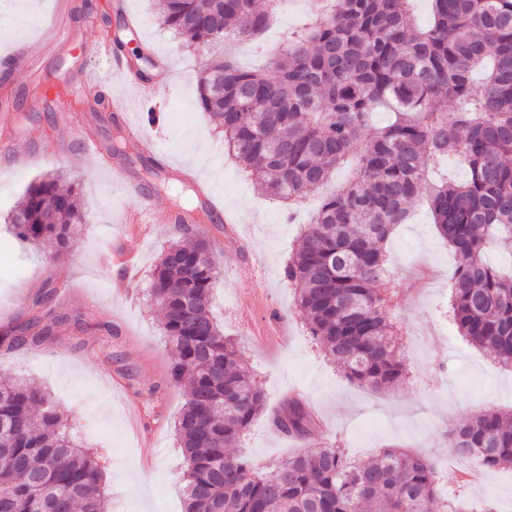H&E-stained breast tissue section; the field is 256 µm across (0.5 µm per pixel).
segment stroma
I'll return each mask as SVG.
<instances>
[{
	"label": "stroma",
	"instance_id": "obj_1",
	"mask_svg": "<svg viewBox=\"0 0 512 512\" xmlns=\"http://www.w3.org/2000/svg\"><path fill=\"white\" fill-rule=\"evenodd\" d=\"M38 2L32 12L27 0H0V137L18 123L29 130L14 145L24 162L0 155V243L8 245L0 257V328L22 316L41 287L54 280L59 289L52 314L91 317L112 324L117 333L103 336L71 325L41 347L0 350V377L32 380L50 392L72 439L99 456L108 512L184 510L183 454L174 423L186 390L163 385L170 352L160 312L146 291L160 252L180 234L164 221L174 197L163 189L152 193L158 220L149 229L122 223L132 200L77 141L86 125L111 141L109 110L91 101L66 112L30 110L32 91L46 77H72L71 63L50 47L59 26L72 27L89 46L84 66L104 86L112 84V66L95 50L103 38L120 37L129 54L154 60L151 80L160 86L170 157L210 175L225 207L239 217L233 237L221 224L199 227L223 268L212 290V310L245 367L262 380L270 406L300 392L318 415L320 437L346 448L352 459L393 448L423 453L437 462L444 494L512 512V468L486 471L476 486L455 479L448 427L486 410L512 411V372L463 340L449 319L448 284L456 263L426 204H413L409 222L397 227L386 247L389 315L401 329L407 377L397 389L370 391L323 357L284 276L301 227L322 198L343 189L349 168L338 169L320 193L288 209L253 183L225 150L222 129L200 111L194 76L212 52L184 48L160 25L156 0H123L134 24L130 31L116 30L110 0H74L72 13L63 0ZM302 3L284 0L259 42L234 43L228 53L246 68L271 65L289 30L306 17ZM54 172L74 182L83 213L72 247L55 261L47 250L9 233L5 223L29 185ZM133 404L152 430L153 459L145 458L131 427ZM298 446L260 418L238 450L269 473Z\"/></svg>",
	"mask_w": 512,
	"mask_h": 512
}]
</instances>
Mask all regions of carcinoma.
I'll use <instances>...</instances> for the list:
<instances>
[{
	"label": "carcinoma",
	"instance_id": "cac0c4a2",
	"mask_svg": "<svg viewBox=\"0 0 512 512\" xmlns=\"http://www.w3.org/2000/svg\"><path fill=\"white\" fill-rule=\"evenodd\" d=\"M317 16L290 32L272 70L244 69L216 54L197 77L198 104L224 129V144L267 194L290 203L317 192L349 158L353 178L322 200L284 268L295 303L325 357L372 390L405 378L387 305L385 247L424 198L456 269L450 313L458 333L512 370V270L485 260L494 244L512 255V0H431L416 24L411 0H315ZM280 0H161L159 18L188 48L220 47L262 33ZM395 120L364 135L374 108ZM115 151L146 173L163 170L122 141ZM449 157L464 182L431 177ZM63 176L27 190L7 219L18 235L58 258L76 237L80 203ZM221 274L210 240L187 233L165 248L147 293L162 312L171 351L167 385L187 396L174 424L186 460L185 512H463L438 491L427 456L387 449L351 460L320 442L310 407L291 395L269 413L302 442L264 474L231 452L267 411L262 384L217 325L210 292ZM56 286L0 330V348L37 347L55 334ZM455 456L485 469L512 466V417L483 411L448 428ZM97 457L65 430L45 388L0 381V512H107Z\"/></svg>",
	"mask_w": 512,
	"mask_h": 512
}]
</instances>
